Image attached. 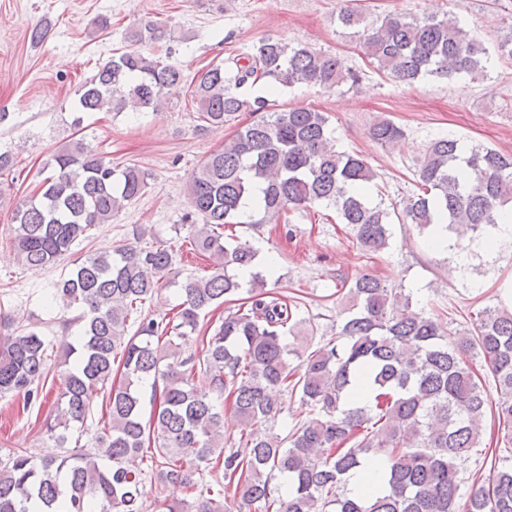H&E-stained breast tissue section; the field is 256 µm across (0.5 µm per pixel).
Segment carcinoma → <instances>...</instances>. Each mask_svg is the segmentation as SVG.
I'll use <instances>...</instances> for the list:
<instances>
[{
  "instance_id": "cac0c4a2",
  "label": "carcinoma",
  "mask_w": 512,
  "mask_h": 512,
  "mask_svg": "<svg viewBox=\"0 0 512 512\" xmlns=\"http://www.w3.org/2000/svg\"><path fill=\"white\" fill-rule=\"evenodd\" d=\"M339 21L362 27L366 57L396 82L487 74L486 47L449 18L393 12L365 26L362 13L348 9ZM163 37L160 27L144 21L124 39L141 45ZM359 79L333 54L273 38L230 66L198 71L191 96L203 122L220 127L239 112L251 117L189 183L202 220L191 225L192 250L209 259L210 270L185 285L173 316L142 314L166 285L175 253L161 243L141 245L136 232L133 241L74 263L49 295L79 311L69 320L78 335L61 361L34 329L0 343V397L28 404L52 368L63 367L57 413L46 432L64 449L38 457L15 448L1 459L0 512H141L146 449L159 484L196 493L172 502L168 512H226L229 496L254 512H512L507 457L488 484L473 486L459 504L460 465L480 447L486 419L512 429V309L487 307L473 329L444 332L416 308L412 292L363 274L342 281L348 315L336 326V338L311 351L297 305L268 289L277 269L260 268L250 241L224 234L236 224H279L291 207L326 203L364 253L389 246L393 216L465 251L485 227L512 213V155L451 137L432 140L418 164L419 192L393 215L369 194L377 174L368 161L336 149L326 113L278 108L270 100L299 84L331 89ZM260 80L267 95L243 92ZM182 82L178 65L131 50L98 67L78 106L83 112L154 111ZM369 135L392 146L405 131L381 119ZM47 166L53 173L13 210L14 246L31 268L53 263L147 187L145 171L134 164L112 167L82 138L53 154ZM256 193L255 209L244 213L243 201ZM244 275L249 297L204 330L200 349L186 353L200 318L230 301ZM478 358L493 378L495 398L474 367ZM284 390L299 395L310 415L282 437L266 422L283 412L278 394ZM95 391L106 392L105 415L82 445L72 441L70 426L87 422ZM146 402L152 407L147 420ZM226 404L241 425L239 437L229 441ZM370 455L382 461L383 475L356 494L349 478ZM204 468L222 469L223 480L215 487L202 483L196 474Z\"/></svg>"
}]
</instances>
